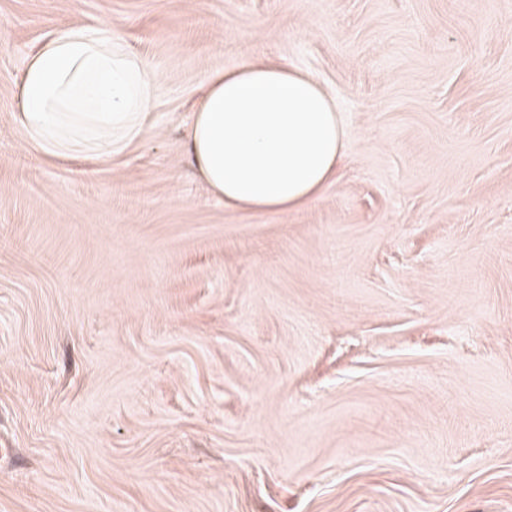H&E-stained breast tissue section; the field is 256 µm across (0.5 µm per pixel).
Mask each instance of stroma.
Wrapping results in <instances>:
<instances>
[{"mask_svg": "<svg viewBox=\"0 0 512 512\" xmlns=\"http://www.w3.org/2000/svg\"><path fill=\"white\" fill-rule=\"evenodd\" d=\"M69 27L156 74L109 158L17 121ZM244 57L336 101L302 208L188 160ZM0 512H512V0H0Z\"/></svg>", "mask_w": 512, "mask_h": 512, "instance_id": "obj_1", "label": "stroma"}]
</instances>
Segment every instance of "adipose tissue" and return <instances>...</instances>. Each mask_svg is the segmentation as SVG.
<instances>
[{
  "label": "adipose tissue",
  "instance_id": "obj_1",
  "mask_svg": "<svg viewBox=\"0 0 512 512\" xmlns=\"http://www.w3.org/2000/svg\"><path fill=\"white\" fill-rule=\"evenodd\" d=\"M155 91L152 69L120 37L71 28L28 62L18 118L48 155L119 153L144 134ZM344 136L334 99L313 76L245 58L208 76L184 139L225 206L284 212L330 184Z\"/></svg>",
  "mask_w": 512,
  "mask_h": 512
}]
</instances>
